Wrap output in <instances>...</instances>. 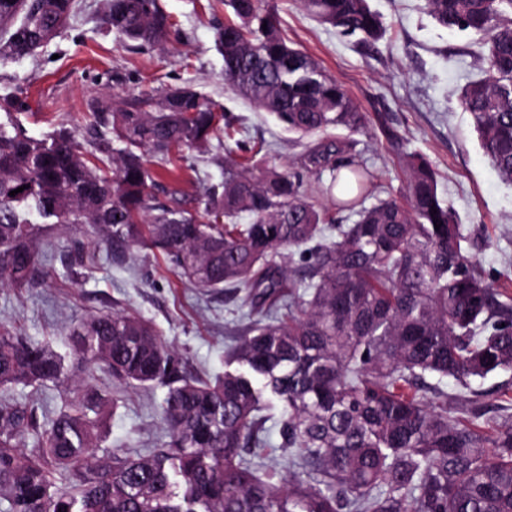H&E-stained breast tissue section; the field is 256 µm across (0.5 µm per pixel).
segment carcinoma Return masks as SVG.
<instances>
[{
    "mask_svg": "<svg viewBox=\"0 0 512 512\" xmlns=\"http://www.w3.org/2000/svg\"><path fill=\"white\" fill-rule=\"evenodd\" d=\"M225 5L232 17L216 33L225 80L308 146L297 168L261 167L260 149L235 140L224 180L197 198L207 221L184 207L178 180L159 181L182 150L236 133L188 85L118 107L96 102L86 153L61 132L33 138L0 124V288L39 275L45 227L83 225L112 259L156 249L205 293L246 290L258 315L214 376L191 371L141 318L112 312L73 325L69 357L88 374L165 389L169 441L136 457L100 455L99 396L68 400L46 421L3 400L0 512H512V415L492 421L478 401L488 376L512 373V298L477 270L425 159H406L403 199L366 205L375 174L329 134L364 131L365 114L281 37L262 0ZM302 5L343 36L369 43L386 32L369 0ZM75 7L0 0V56L42 47ZM425 10L483 41L481 76L460 101L512 184V0H425ZM104 24L131 49L171 32L159 0H107ZM325 174L353 223H333L310 197L309 179ZM450 380L475 397L468 419L448 406ZM47 382H69L66 357L0 323V387ZM275 416L278 455L268 453Z\"/></svg>",
    "mask_w": 512,
    "mask_h": 512,
    "instance_id": "cac0c4a2",
    "label": "carcinoma"
}]
</instances>
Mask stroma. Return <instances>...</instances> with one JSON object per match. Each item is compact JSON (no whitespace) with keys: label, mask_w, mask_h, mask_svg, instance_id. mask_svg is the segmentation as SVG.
Wrapping results in <instances>:
<instances>
[{"label":"stroma","mask_w":512,"mask_h":512,"mask_svg":"<svg viewBox=\"0 0 512 512\" xmlns=\"http://www.w3.org/2000/svg\"><path fill=\"white\" fill-rule=\"evenodd\" d=\"M173 28L161 45L129 50L106 29V0H77L68 25L35 55L0 58V123H18L28 135L63 130L87 146L91 102L142 91L162 92L191 82L218 111L232 116L244 136L269 147L272 163L298 166L304 145L269 114L236 97L224 80L215 31L228 15L224 0H160ZM275 9L288 44L311 55L339 82L367 118L352 135L350 153L375 171L377 196L405 185V158L418 153L436 173L439 190L458 212L467 246L485 280L512 297V184L503 182L484 157L471 118L459 102L461 89L481 75L482 46L465 32L440 27L424 0H370L386 26L376 42L362 44L319 24L300 0H264ZM224 145L206 154L190 151L180 172L193 196L224 177ZM81 247L87 260L70 266ZM39 279L26 288H0V323L29 339L62 349V338L92 314L120 311L154 323L198 371L224 368V349L236 326L249 320L242 296L192 288L162 261L130 250L123 261L108 258L86 228L54 230L45 247ZM79 380L77 394L94 389L116 406L107 421L103 451L135 456L162 447L168 431L160 418L164 391L119 385L104 373Z\"/></svg>","instance_id":"35a3bbf8"}]
</instances>
